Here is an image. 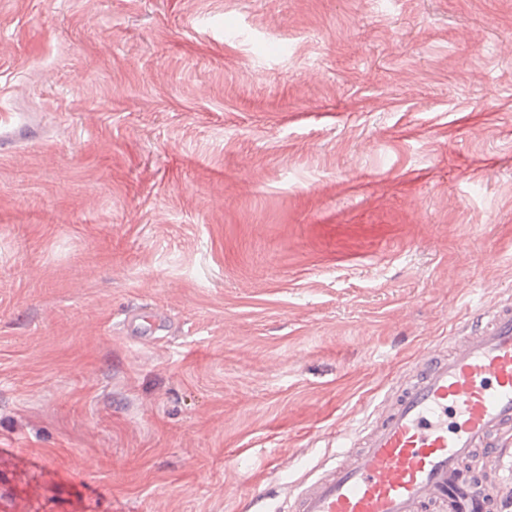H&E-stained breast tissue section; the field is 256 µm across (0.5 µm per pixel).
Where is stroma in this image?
Masks as SVG:
<instances>
[{
	"instance_id": "obj_1",
	"label": "stroma",
	"mask_w": 512,
	"mask_h": 512,
	"mask_svg": "<svg viewBox=\"0 0 512 512\" xmlns=\"http://www.w3.org/2000/svg\"><path fill=\"white\" fill-rule=\"evenodd\" d=\"M508 296L512 0H0V512H274Z\"/></svg>"
}]
</instances>
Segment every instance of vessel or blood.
Here are the masks:
<instances>
[{"label":"vessel or blood","instance_id":"b4317fda","mask_svg":"<svg viewBox=\"0 0 512 512\" xmlns=\"http://www.w3.org/2000/svg\"><path fill=\"white\" fill-rule=\"evenodd\" d=\"M338 444L332 462L301 479L280 512H495L481 459L512 478V299L457 327L446 353H425Z\"/></svg>","mask_w":512,"mask_h":512}]
</instances>
